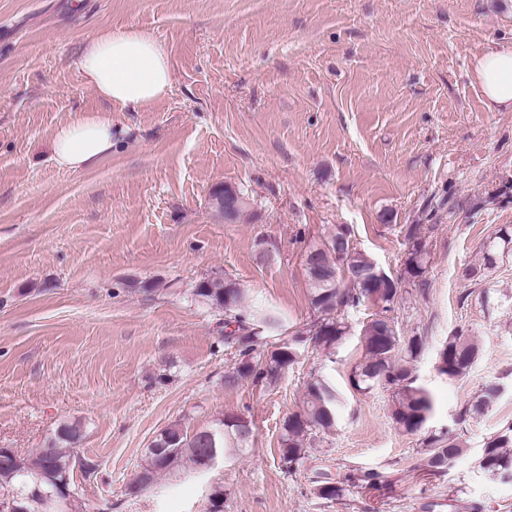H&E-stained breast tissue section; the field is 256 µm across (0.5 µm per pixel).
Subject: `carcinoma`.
Listing matches in <instances>:
<instances>
[{"label":"carcinoma","instance_id":"obj_1","mask_svg":"<svg viewBox=\"0 0 512 512\" xmlns=\"http://www.w3.org/2000/svg\"><path fill=\"white\" fill-rule=\"evenodd\" d=\"M351 235L350 228L336 225L327 238L314 249L320 251L323 265L336 269V276L325 281L309 266L304 268L313 290L312 305L316 319L298 330L288 341L268 349V338L281 333L284 322L280 315L268 308L248 306L244 289L226 278L213 277L199 281L193 295L214 309L224 312V344L235 348L238 358L231 370L224 373V387L235 388L244 380L274 382L283 370L294 364L307 345L316 350L331 351L341 344L349 333L348 325L338 317V312L355 309L372 302L387 312L398 293V282L378 280L373 269L375 263L364 253L349 247L342 257L341 267H336L333 257L336 239ZM409 251L405 262L407 278L422 277L424 250L416 228L407 229ZM363 360L349 373V384L357 390H369L384 385L396 392L392 410L395 423L408 433L424 429L431 401L428 393L416 384L408 363L417 360L426 347L423 336H402L395 322L388 318L370 321L361 332ZM476 347L460 334L448 337L439 352L437 371L449 380L465 376L476 359ZM498 398L496 387L488 383L470 406L463 409L459 419L484 413ZM340 406L339 393L325 377H311L303 394L302 409L289 415L283 422L280 435L282 465L292 470L306 456L307 445L320 433L333 429ZM253 433L251 423H237L219 418L213 425L190 434L176 422L160 431L146 449L142 469L148 476L141 482L128 486V495L138 496L153 486L157 478L186 462L195 470L205 469L208 450L214 448L221 455L238 452L248 444ZM82 439L81 428L76 424L62 423L44 448L33 453L17 455L18 461L0 460V489L9 495L25 497L32 493L35 478H43L42 488L55 493L61 491L59 483L68 481L74 486V473L87 477L96 471V463L77 455ZM426 463L433 475H442L449 463L458 457L463 448L446 434L430 435ZM479 465L485 471L512 474V425L494 435L482 449ZM344 488L326 477L316 487L321 499L332 500L342 496Z\"/></svg>","mask_w":512,"mask_h":512}]
</instances>
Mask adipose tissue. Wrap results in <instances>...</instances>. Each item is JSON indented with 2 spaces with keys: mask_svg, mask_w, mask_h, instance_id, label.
<instances>
[{
  "mask_svg": "<svg viewBox=\"0 0 512 512\" xmlns=\"http://www.w3.org/2000/svg\"><path fill=\"white\" fill-rule=\"evenodd\" d=\"M80 67L94 89L113 104L138 107L163 96L171 83L170 53L149 33L117 28L90 41ZM490 112H512V45L489 49L474 68ZM112 118L84 114L60 126L52 139L59 167L79 170L110 156Z\"/></svg>",
  "mask_w": 512,
  "mask_h": 512,
  "instance_id": "obj_1",
  "label": "adipose tissue"
}]
</instances>
